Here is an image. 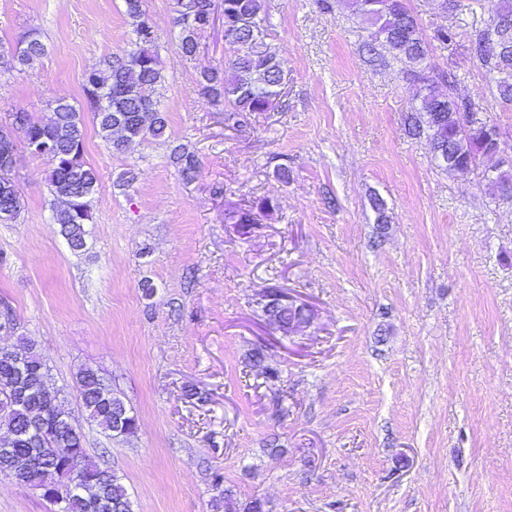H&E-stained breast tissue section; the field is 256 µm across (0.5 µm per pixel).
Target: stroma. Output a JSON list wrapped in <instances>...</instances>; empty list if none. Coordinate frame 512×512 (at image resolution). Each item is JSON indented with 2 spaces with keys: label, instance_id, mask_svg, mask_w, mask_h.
Segmentation results:
<instances>
[{
  "label": "stroma",
  "instance_id": "stroma-1",
  "mask_svg": "<svg viewBox=\"0 0 512 512\" xmlns=\"http://www.w3.org/2000/svg\"><path fill=\"white\" fill-rule=\"evenodd\" d=\"M406 4L430 74L456 73L457 95L512 153V109L466 50L481 0ZM266 5L285 85L274 111L233 125L198 87L230 53L223 14L187 58L174 0H147L166 137L116 153L87 125L99 181L82 252L52 221L48 158L19 151L25 207L0 224V311L14 322L0 349L29 337L72 414L85 367L131 408L133 437L83 429L133 512H246L257 499L265 512H512V203L485 178L491 160L462 176L407 133L401 66L366 65L359 20L318 0ZM443 27L453 43L434 40ZM32 30L43 57L0 83V127L18 141L13 112L81 103L85 73L133 37L123 0H0V45ZM176 144L201 163L193 181L169 160ZM263 197L275 210L240 237L225 213ZM270 285L311 302L314 329L277 331L256 303ZM257 349L275 378L251 368ZM0 512L58 507L0 476Z\"/></svg>",
  "mask_w": 512,
  "mask_h": 512
}]
</instances>
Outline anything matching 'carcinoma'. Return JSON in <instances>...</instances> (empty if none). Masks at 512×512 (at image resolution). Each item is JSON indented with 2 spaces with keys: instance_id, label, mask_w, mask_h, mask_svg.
Instances as JSON below:
<instances>
[{
  "instance_id": "1",
  "label": "carcinoma",
  "mask_w": 512,
  "mask_h": 512,
  "mask_svg": "<svg viewBox=\"0 0 512 512\" xmlns=\"http://www.w3.org/2000/svg\"><path fill=\"white\" fill-rule=\"evenodd\" d=\"M175 23L179 27L178 49L184 57L196 55L199 34L207 26L211 0H176ZM322 9L338 7L358 18L368 29L362 51L366 62L384 66L393 59L403 64L405 81L419 106L406 118L408 133L425 137L433 156L446 159L445 169L470 172L477 158L491 157L497 149L494 124L481 121L463 123L472 103L455 94L456 75L436 79L427 75L424 61L427 41L405 0H320ZM124 15L134 34L133 47L106 62L105 68L85 75L84 103L72 104L59 96L49 103L52 115L36 118L28 112L14 113V120L25 131L24 149L44 151L51 161L48 177L55 198L52 220L73 251L86 246L85 225L93 219L92 202L97 191L96 170L83 160L86 128L84 113L92 115L96 132L112 150L121 152L134 141L161 138L168 126L167 115L149 90L164 82L155 51L157 33L146 10V0H123ZM489 16L484 28L474 34L470 51L474 59L495 74L500 102L512 105V63L506 64L502 52L512 53V0H489ZM266 0H224V40L233 49L228 65L211 67L200 74L201 93L231 121L243 112H267L283 89V71L277 51L265 41ZM44 54L37 33L24 36L13 48L0 46V72L24 70ZM124 117L116 127L115 116ZM19 147L10 131L0 128V223L12 224L24 210L23 197L12 178ZM172 163L184 180L199 173L196 155L182 146L171 152ZM502 201L512 202V178L505 172L489 178ZM39 385L47 381V371L31 341L21 336L14 345ZM16 368L0 359V399L14 390ZM76 392L85 419L112 433L127 438L138 429L137 417L112 392L98 371L79 370ZM51 398H36L0 416L8 435L20 434L9 443L17 482L32 477H47L63 490L60 512H132L127 491L119 477L105 464L93 460L84 448L81 424L79 438L69 436L54 417ZM91 479L85 492L68 489L66 479L72 466Z\"/></svg>"
}]
</instances>
